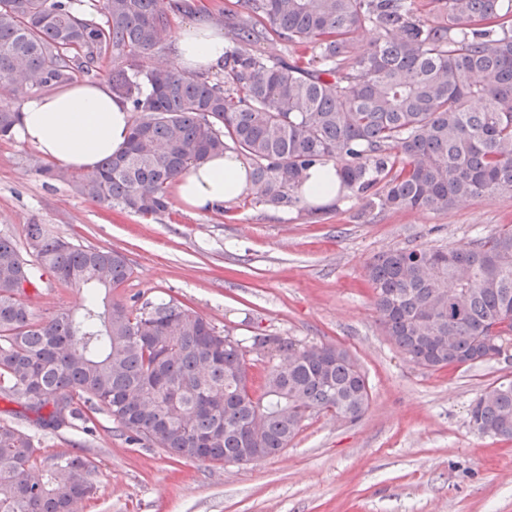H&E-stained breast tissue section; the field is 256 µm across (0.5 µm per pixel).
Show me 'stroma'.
<instances>
[{
	"mask_svg": "<svg viewBox=\"0 0 512 512\" xmlns=\"http://www.w3.org/2000/svg\"><path fill=\"white\" fill-rule=\"evenodd\" d=\"M190 3L145 67L174 66L177 30L232 0ZM39 161L25 144L0 141V236L23 242L37 220L74 243L122 252L132 273L113 299L138 308L171 299L246 343L282 336L344 347L370 392L359 420L313 414L287 448L249 464L175 461L147 441L126 443L104 414L90 436L77 426L42 432V456L94 462L97 492L83 512H512V441L469 424L476 398L512 378V347L472 366L422 369L385 336L365 278L380 253L445 249L512 225V194L445 214L371 208L351 194L318 215L249 196L196 213L174 197L168 213L142 217L45 180ZM88 294L46 274L23 298L46 317L80 310Z\"/></svg>",
	"mask_w": 512,
	"mask_h": 512,
	"instance_id": "1",
	"label": "stroma"
}]
</instances>
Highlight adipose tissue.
<instances>
[{
    "instance_id": "1",
    "label": "adipose tissue",
    "mask_w": 512,
    "mask_h": 512,
    "mask_svg": "<svg viewBox=\"0 0 512 512\" xmlns=\"http://www.w3.org/2000/svg\"><path fill=\"white\" fill-rule=\"evenodd\" d=\"M177 66L187 72L220 67L224 31L200 18L183 26L174 42ZM130 131L128 105L102 84L75 82L49 95L24 101L13 131L44 160L72 172L90 173L106 157L123 152ZM333 163L312 167L299 189L305 204L328 207L339 195ZM179 199L195 210H212L247 195L248 168L233 153L215 154L190 167L175 184Z\"/></svg>"
}]
</instances>
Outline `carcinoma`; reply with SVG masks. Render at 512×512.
I'll return each mask as SVG.
<instances>
[{"mask_svg":"<svg viewBox=\"0 0 512 512\" xmlns=\"http://www.w3.org/2000/svg\"><path fill=\"white\" fill-rule=\"evenodd\" d=\"M0 0V86L14 99L103 76L133 114L127 149L91 173L36 165L102 208L161 216L168 188L209 155L251 162L252 196L296 207L308 170L333 162L340 191L381 209L444 213L512 192V0H240L224 10V64L214 75L145 69L183 0ZM376 38L355 52L358 36ZM278 40L287 55L250 47ZM110 61L102 70L101 61ZM20 107L0 105V139ZM25 251L0 236V399L41 430L103 413L121 435L170 458L237 462L288 447L314 413L356 421L365 374L345 348L256 336L288 363L249 385L246 347L194 309L159 302L137 312L92 295L82 312L38 318L21 299L44 271L107 294L129 276L117 252L72 243L51 225L24 227ZM366 278L386 336L426 370L490 360L512 340V226L449 250L375 256ZM478 433L512 439V380L470 410ZM40 445L0 421V512H76L96 494L80 455L38 460Z\"/></svg>","mask_w":512,"mask_h":512,"instance_id":"1","label":"carcinoma"}]
</instances>
